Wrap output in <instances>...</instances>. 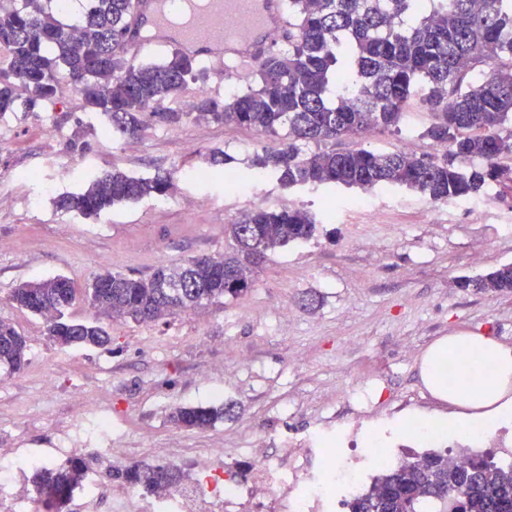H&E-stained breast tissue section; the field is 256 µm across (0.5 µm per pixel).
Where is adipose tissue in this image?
Instances as JSON below:
<instances>
[{
	"label": "adipose tissue",
	"instance_id": "obj_1",
	"mask_svg": "<svg viewBox=\"0 0 512 512\" xmlns=\"http://www.w3.org/2000/svg\"><path fill=\"white\" fill-rule=\"evenodd\" d=\"M421 378L437 399L454 406L435 427L469 429L512 412V347L481 334L446 336L424 354Z\"/></svg>",
	"mask_w": 512,
	"mask_h": 512
}]
</instances>
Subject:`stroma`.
I'll list each match as a JSON object with an SVG mask.
<instances>
[{"label": "stroma", "instance_id": "1", "mask_svg": "<svg viewBox=\"0 0 512 512\" xmlns=\"http://www.w3.org/2000/svg\"><path fill=\"white\" fill-rule=\"evenodd\" d=\"M256 68L238 62L233 77L206 63L203 81L187 85L161 108L179 111L205 94L220 99L244 90ZM429 114L411 111L397 128L342 149L430 152ZM282 137L215 122L150 123L141 138L112 135L100 114L77 93L19 106L0 118V320L28 344L23 372L0 370V443L21 452L51 454L61 442L71 459L89 461L104 484L90 512H111L121 481L118 466L174 460L182 484L199 472L241 497L223 512H278L254 477L256 444L287 464L288 444L340 418L370 426L379 419L429 416L437 401L420 377L426 350L456 333H483L512 346V293L459 287L512 264V185L493 182V198L472 197L471 208L385 186L367 192L370 208L354 205L355 190L321 186L287 189L276 178L254 177L249 157L278 148ZM222 151L244 191L228 194L207 178V158ZM134 176L172 174L176 190L165 203L149 198L95 219L55 210L53 196L79 190L111 169ZM317 217L307 242L272 255L249 292L168 321L108 324L109 345L63 348L45 335L43 321L15 307L12 289L25 280L64 275L85 285L105 270L146 274L159 264L230 250L225 224L283 198ZM52 393H44L46 383ZM98 402L112 422L83 414L76 391ZM234 403V418L205 430L176 427L179 406ZM223 455L210 456L213 447Z\"/></svg>", "mask_w": 512, "mask_h": 512}]
</instances>
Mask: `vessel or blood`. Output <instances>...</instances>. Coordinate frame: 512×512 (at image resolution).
Segmentation results:
<instances>
[{
    "instance_id": "b4317fda",
    "label": "vessel or blood",
    "mask_w": 512,
    "mask_h": 512,
    "mask_svg": "<svg viewBox=\"0 0 512 512\" xmlns=\"http://www.w3.org/2000/svg\"><path fill=\"white\" fill-rule=\"evenodd\" d=\"M134 0L139 18L137 30L127 37L136 47L143 29L173 34L174 44L184 51H205L207 59L232 64L256 61L262 48L274 41L284 22L285 0Z\"/></svg>"
}]
</instances>
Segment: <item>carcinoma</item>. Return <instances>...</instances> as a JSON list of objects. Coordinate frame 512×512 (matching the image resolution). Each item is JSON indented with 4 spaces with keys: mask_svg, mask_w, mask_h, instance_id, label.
I'll list each match as a JSON object with an SVG mask.
<instances>
[{
    "mask_svg": "<svg viewBox=\"0 0 512 512\" xmlns=\"http://www.w3.org/2000/svg\"><path fill=\"white\" fill-rule=\"evenodd\" d=\"M79 33L59 19L57 0H17L0 10V118L15 111L18 87L35 109L54 99L66 74L84 106L104 116L112 134L137 139L153 120L169 126L207 121L281 135L283 147L254 154L259 176L286 188L335 184L369 191L399 186L432 202L477 195L489 182H512V0H288V51L264 57L256 84L224 100L202 95L190 112L152 108L204 78L199 62L171 49L158 63L134 65L124 57L132 0H87ZM489 68L480 81L470 79ZM420 108L434 118L426 136L443 152L409 155L367 148L339 150L344 137L395 127ZM166 174L141 177L107 171L77 192L56 196V209L96 217L119 206L163 197ZM314 215L295 206L257 208L224 225L234 248L159 265L147 276L105 271L82 288L66 276L26 281L10 300L41 317L49 340L61 347L99 348L111 342L100 318L156 322L252 287L254 269L291 244L312 239ZM477 293H512V265L459 280ZM82 301L97 312L76 320L68 310ZM27 342L0 321V368L26 365ZM231 407H180L172 421L203 430ZM87 466L70 462L36 474L43 485L37 512H59ZM131 486L165 490L179 484L177 465L134 463L115 471ZM512 512V460L473 455L465 461L438 452L412 455L380 471L349 503L350 512Z\"/></svg>",
    "mask_w": 512,
    "mask_h": 512,
    "instance_id": "1",
    "label": "carcinoma"
}]
</instances>
